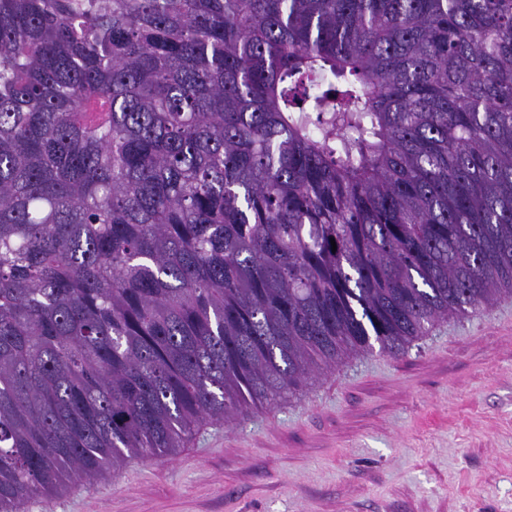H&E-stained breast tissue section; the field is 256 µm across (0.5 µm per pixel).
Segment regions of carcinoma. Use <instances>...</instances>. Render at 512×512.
<instances>
[{"label": "carcinoma", "mask_w": 512, "mask_h": 512, "mask_svg": "<svg viewBox=\"0 0 512 512\" xmlns=\"http://www.w3.org/2000/svg\"><path fill=\"white\" fill-rule=\"evenodd\" d=\"M512 295V0H0V512Z\"/></svg>", "instance_id": "cac0c4a2"}]
</instances>
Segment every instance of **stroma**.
I'll return each instance as SVG.
<instances>
[{
  "mask_svg": "<svg viewBox=\"0 0 512 512\" xmlns=\"http://www.w3.org/2000/svg\"><path fill=\"white\" fill-rule=\"evenodd\" d=\"M21 512H512V297Z\"/></svg>",
  "mask_w": 512,
  "mask_h": 512,
  "instance_id": "1",
  "label": "stroma"
}]
</instances>
